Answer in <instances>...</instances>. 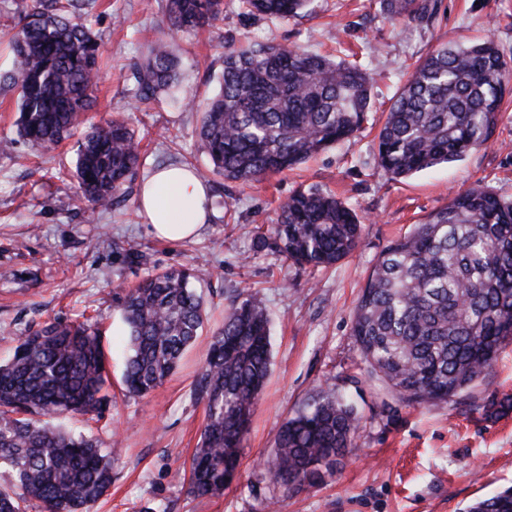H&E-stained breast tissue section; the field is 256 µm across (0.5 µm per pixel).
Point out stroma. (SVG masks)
<instances>
[{"label":"stroma","mask_w":512,"mask_h":512,"mask_svg":"<svg viewBox=\"0 0 512 512\" xmlns=\"http://www.w3.org/2000/svg\"><path fill=\"white\" fill-rule=\"evenodd\" d=\"M82 19L102 37L98 105L88 117L123 119L142 139L141 165L121 202L90 214L74 177L75 140L37 151L18 139V90L0 84V138L14 141L11 152H0V363L47 321L97 324L112 403L103 416L66 421L116 450L112 485L93 512H466L512 487V412H486L512 395V343L503 344L488 379L463 397L410 405L368 377L352 335L357 300L389 245L474 182L512 199V95L490 142L460 161L394 180L375 159L383 114L430 49L490 37L512 51V0H438L435 23L409 29L383 15L379 0H312L305 16L285 21L245 15L239 0H224L219 19L196 32L172 30L166 0H96ZM159 40L181 57V88L139 105L133 72ZM254 41L324 54L353 50L374 84L368 120L355 137L245 185L208 173L198 127L203 103L219 89L225 46ZM169 164L205 172L209 188V219L182 243L154 238L137 211L143 178ZM312 186L362 221L358 247L330 269L292 265L271 241L256 245L280 205ZM180 266L205 275L198 286L207 308L203 329L160 387L127 395L124 295L148 274ZM241 293L270 318L271 372L237 478L222 496L197 498L189 492V463L205 410L194 382L225 307ZM328 383L358 411L357 448L321 484L285 492L266 480L264 462L282 422Z\"/></svg>","instance_id":"obj_1"}]
</instances>
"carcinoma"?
<instances>
[{
	"instance_id": "carcinoma-1",
	"label": "carcinoma",
	"mask_w": 512,
	"mask_h": 512,
	"mask_svg": "<svg viewBox=\"0 0 512 512\" xmlns=\"http://www.w3.org/2000/svg\"><path fill=\"white\" fill-rule=\"evenodd\" d=\"M93 0H32L10 39L3 83L20 89L16 127L31 146L58 144L97 104L100 42L81 20ZM245 13L289 19L309 0H241ZM406 27L428 26L437 0H380ZM223 0H168L177 29L210 26ZM178 60L153 45L135 74L138 101L175 94ZM373 78L359 63L300 45L252 42L224 51L219 91L209 99L199 135L211 172L255 183L293 169L363 128ZM512 92V52L492 39L449 43L413 70L377 135V163L398 180L459 160L491 138L504 96ZM140 159L135 132L118 119L87 129L77 146L76 177L91 211L112 207ZM279 252L300 267H331L357 247L361 220L318 188L299 190L272 225ZM193 269L164 270L128 291L123 322L128 393L143 396L175 369L202 327L204 300ZM352 335L366 372L408 404L461 397L491 371L512 342V200L482 183L455 193L378 258L354 310ZM271 366L268 318L253 299L232 301L213 336L194 391L206 420L190 464V493H224L236 477L239 449ZM100 336L85 324L50 322L24 336L0 364V512H92L112 485V449L75 435L60 419L102 413L110 404ZM361 417L329 386L278 432L267 469L287 491L313 487L356 448ZM468 512H512V490L482 498Z\"/></svg>"
}]
</instances>
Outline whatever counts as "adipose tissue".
Returning a JSON list of instances; mask_svg holds the SVG:
<instances>
[{"mask_svg": "<svg viewBox=\"0 0 512 512\" xmlns=\"http://www.w3.org/2000/svg\"><path fill=\"white\" fill-rule=\"evenodd\" d=\"M137 205L154 237L180 242L193 237L205 223L208 192L192 170L161 167L143 182Z\"/></svg>", "mask_w": 512, "mask_h": 512, "instance_id": "ef3b65f1", "label": "adipose tissue"}]
</instances>
